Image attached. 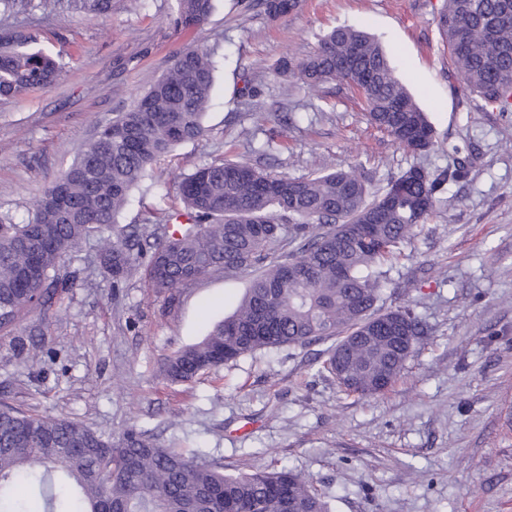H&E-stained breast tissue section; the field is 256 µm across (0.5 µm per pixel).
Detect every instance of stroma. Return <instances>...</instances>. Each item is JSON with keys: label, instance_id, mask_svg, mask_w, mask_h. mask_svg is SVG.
Here are the masks:
<instances>
[{"label": "stroma", "instance_id": "obj_1", "mask_svg": "<svg viewBox=\"0 0 512 512\" xmlns=\"http://www.w3.org/2000/svg\"><path fill=\"white\" fill-rule=\"evenodd\" d=\"M172 4L112 0L105 16L26 19L38 48L67 67L47 90L0 99V214L27 219L98 128L200 42L215 62L206 132L153 163L120 224L164 223L182 207L181 178L217 158L296 178L357 167L378 194L409 168L469 159L467 180L447 185L381 288L382 307L412 309L426 334L392 386L367 398L320 373L321 343L261 350L173 384L165 359L231 315L249 275L211 273L168 297L138 270L116 288L93 238L67 265L77 286L63 305L0 331V403L112 436L149 429L230 474L283 461L335 496V512H512V111L461 96L436 25L443 0H302L277 21L255 0H215L201 29L180 31ZM337 26L381 44L439 148L398 146L346 85L279 74ZM268 141L272 155H260Z\"/></svg>", "mask_w": 512, "mask_h": 512}]
</instances>
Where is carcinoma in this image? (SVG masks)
<instances>
[{"instance_id":"obj_1","label":"carcinoma","mask_w":512,"mask_h":512,"mask_svg":"<svg viewBox=\"0 0 512 512\" xmlns=\"http://www.w3.org/2000/svg\"><path fill=\"white\" fill-rule=\"evenodd\" d=\"M213 8L214 0H174L170 20L200 27ZM63 11L105 15L112 0H0V19ZM437 26L465 88L511 111L512 0H445ZM35 41L20 25L0 29L1 98L46 89L66 72L63 59L34 49ZM214 71L205 46L179 52L35 198L27 222L0 216V328L26 311L48 315L76 286L63 272L66 261L96 234L114 288L136 265L157 294L208 273L252 275L232 315L166 358L169 381H192L259 350L331 340L319 372L349 395L384 391L424 335L412 312L376 309L384 267L417 234L444 186L467 177L468 161L435 174L411 168L375 195L356 168L292 178L214 160L179 182L184 208L166 219L177 225L173 232L126 233L118 219L152 163L203 135ZM278 73L308 86L343 82L364 102L370 124L400 146H439L426 114L363 31L336 27ZM33 483L44 512H332L329 497L286 465L226 474L219 461L135 425L112 438L0 404V512L22 507L19 489Z\"/></svg>"}]
</instances>
